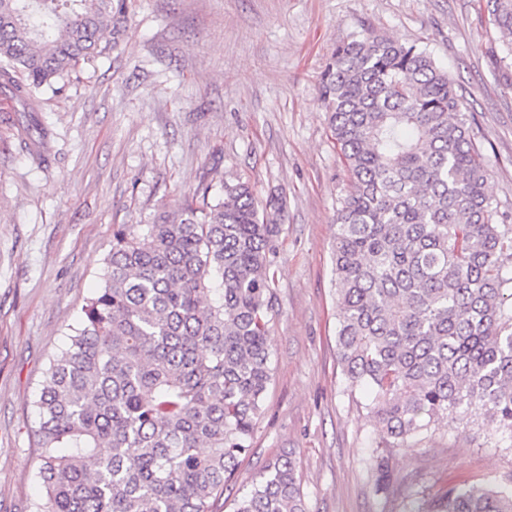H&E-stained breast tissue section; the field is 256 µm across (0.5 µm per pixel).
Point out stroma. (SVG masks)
I'll list each match as a JSON object with an SVG mask.
<instances>
[{
    "label": "stroma",
    "mask_w": 512,
    "mask_h": 512,
    "mask_svg": "<svg viewBox=\"0 0 512 512\" xmlns=\"http://www.w3.org/2000/svg\"><path fill=\"white\" fill-rule=\"evenodd\" d=\"M126 32L36 114L0 93V512L38 492L34 407L48 357L99 284L118 224H148L202 182L282 196L273 380L217 512L289 454L309 512H404L412 490L512 481V451L444 427L390 456L375 492L365 409L338 363L332 246L347 171L320 94L333 51L373 32L426 48L454 81L512 224V67L484 0H130ZM38 120L37 164L16 136Z\"/></svg>",
    "instance_id": "1"
}]
</instances>
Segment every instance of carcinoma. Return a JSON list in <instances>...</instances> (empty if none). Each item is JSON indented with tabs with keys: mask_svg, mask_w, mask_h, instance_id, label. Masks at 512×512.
<instances>
[{
	"mask_svg": "<svg viewBox=\"0 0 512 512\" xmlns=\"http://www.w3.org/2000/svg\"><path fill=\"white\" fill-rule=\"evenodd\" d=\"M512 59V0H486ZM128 0H0V88L38 93L116 48ZM108 42H102L104 32ZM350 179L336 210L339 364L365 389L383 448L445 424L512 447V225L447 72L368 33L321 77ZM202 184L150 224H119L100 287L49 359L34 406L32 512H214L252 444L273 378L269 270L283 208L246 181ZM236 512H307L287 455ZM512 512V483L449 488L426 510Z\"/></svg>",
	"mask_w": 512,
	"mask_h": 512,
	"instance_id": "obj_1",
	"label": "carcinoma"
}]
</instances>
